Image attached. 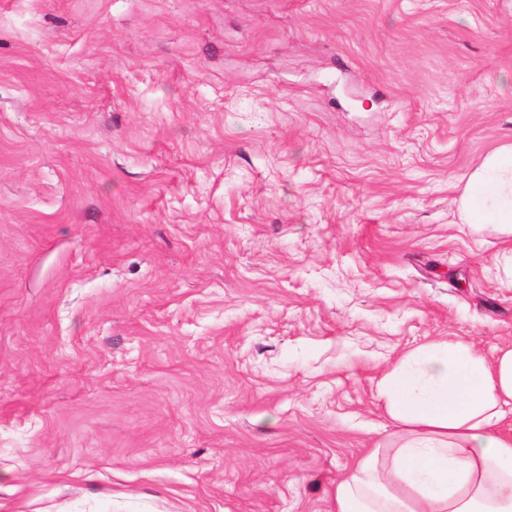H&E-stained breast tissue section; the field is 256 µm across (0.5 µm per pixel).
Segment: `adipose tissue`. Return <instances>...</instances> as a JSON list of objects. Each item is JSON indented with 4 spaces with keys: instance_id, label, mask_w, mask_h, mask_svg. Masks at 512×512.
I'll list each match as a JSON object with an SVG mask.
<instances>
[{
    "instance_id": "adipose-tissue-1",
    "label": "adipose tissue",
    "mask_w": 512,
    "mask_h": 512,
    "mask_svg": "<svg viewBox=\"0 0 512 512\" xmlns=\"http://www.w3.org/2000/svg\"><path fill=\"white\" fill-rule=\"evenodd\" d=\"M460 218L512 236V143L469 172ZM379 396L407 432L389 463L363 457L336 484V512H512V348L485 358L441 340L399 359Z\"/></svg>"
}]
</instances>
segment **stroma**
I'll use <instances>...</instances> for the list:
<instances>
[{
    "label": "stroma",
    "mask_w": 512,
    "mask_h": 512,
    "mask_svg": "<svg viewBox=\"0 0 512 512\" xmlns=\"http://www.w3.org/2000/svg\"><path fill=\"white\" fill-rule=\"evenodd\" d=\"M511 142L512 0H0V512H334Z\"/></svg>",
    "instance_id": "stroma-1"
}]
</instances>
